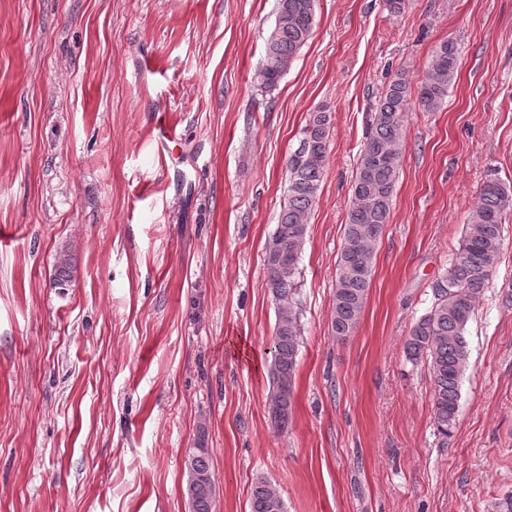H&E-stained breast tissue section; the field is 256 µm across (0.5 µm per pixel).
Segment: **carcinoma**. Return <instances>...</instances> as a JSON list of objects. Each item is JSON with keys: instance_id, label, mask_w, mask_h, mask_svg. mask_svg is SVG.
Wrapping results in <instances>:
<instances>
[{"instance_id": "carcinoma-1", "label": "carcinoma", "mask_w": 512, "mask_h": 512, "mask_svg": "<svg viewBox=\"0 0 512 512\" xmlns=\"http://www.w3.org/2000/svg\"><path fill=\"white\" fill-rule=\"evenodd\" d=\"M316 0H277L276 18L265 44L258 87L274 91L315 24ZM458 76V48L451 41L434 51L417 86L404 72L388 84L375 109L361 148L352 186V201L337 265L330 327L338 340L357 329L371 285L373 259L388 224L403 157V133L409 105L439 110ZM330 115L310 114L298 147L286 162L287 194L272 242L266 251L268 285L278 302L271 348V405L279 427L288 424L299 350L300 325L294 311L296 277L309 218L320 191L329 154ZM512 214V188L491 179L470 209L458 253L432 285L430 310L409 329L405 354L427 367L433 387L435 433L448 439L456 427L460 387L471 357L468 329L476 302L483 296L500 261L503 220ZM77 272L70 248L59 251L54 265L56 287L71 286ZM190 512H216V482L211 450L204 440L185 458ZM249 512H286L277 484L258 479Z\"/></svg>"}]
</instances>
